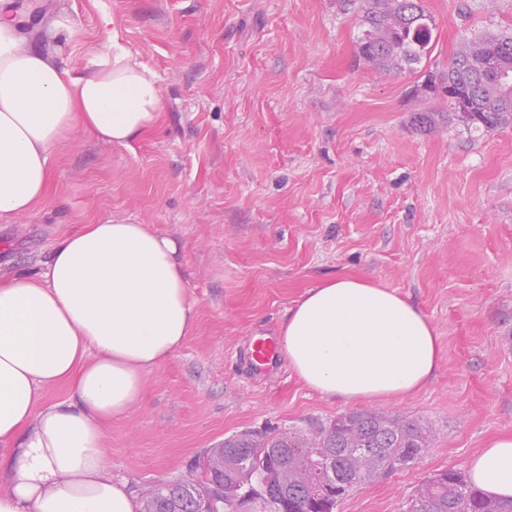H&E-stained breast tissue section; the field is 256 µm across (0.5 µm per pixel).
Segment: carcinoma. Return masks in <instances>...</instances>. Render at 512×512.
Segmentation results:
<instances>
[{"label":"carcinoma","mask_w":512,"mask_h":512,"mask_svg":"<svg viewBox=\"0 0 512 512\" xmlns=\"http://www.w3.org/2000/svg\"><path fill=\"white\" fill-rule=\"evenodd\" d=\"M355 17L360 58L390 73L422 62L433 41L434 23L426 0H339ZM512 59V34L467 38L448 62V71L427 75L425 90L451 88V116L467 128L494 131L512 123V90L497 77L500 61ZM468 100L469 112L459 109ZM429 430L411 419L372 410L347 412L307 430L243 433L208 449L204 479L180 480L151 490L142 512H198L199 498L212 486L224 497L211 512H239L248 492L263 512H336L357 485L406 466L428 447ZM405 512H512V500L493 498L461 472L444 470L425 480Z\"/></svg>","instance_id":"cac0c4a2"}]
</instances>
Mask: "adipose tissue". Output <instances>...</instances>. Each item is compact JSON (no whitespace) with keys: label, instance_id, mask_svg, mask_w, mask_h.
<instances>
[{"label":"adipose tissue","instance_id":"ef3b65f1","mask_svg":"<svg viewBox=\"0 0 512 512\" xmlns=\"http://www.w3.org/2000/svg\"><path fill=\"white\" fill-rule=\"evenodd\" d=\"M0 10V220L51 185L49 156L83 125L129 145L162 110L156 75L119 41L78 73ZM196 323L184 255L171 237L110 219L67 231L37 272L0 281V512H139L104 463L106 427L141 402L148 374ZM281 354L311 390L345 402L403 399L435 374L427 315L393 290L340 275L310 288L280 330ZM68 400L44 404L58 383ZM471 481L512 498V434L467 460Z\"/></svg>","mask_w":512,"mask_h":512}]
</instances>
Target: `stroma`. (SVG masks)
I'll list each match as a JSON object with an SVG mask.
<instances>
[{
    "label": "stroma",
    "mask_w": 512,
    "mask_h": 512,
    "mask_svg": "<svg viewBox=\"0 0 512 512\" xmlns=\"http://www.w3.org/2000/svg\"><path fill=\"white\" fill-rule=\"evenodd\" d=\"M0 0L31 40L70 31L59 59L81 71L117 37L156 73L163 110L127 146L85 130L51 151L48 198L0 221V276L40 270L77 224H146L183 247L196 324L107 430L104 459L137 497L198 479L196 458L246 430L305 429L350 411L286 362L259 374L251 336L278 335L308 288L355 275L418 305L442 358L420 392L367 401L431 432L416 463L362 484L337 512H404L417 488L464 470L512 433V124L447 120L422 92L460 42L512 32V0H426L434 48L418 69L358 59L336 0ZM440 112L421 131L415 113Z\"/></svg>",
    "instance_id": "1"
}]
</instances>
